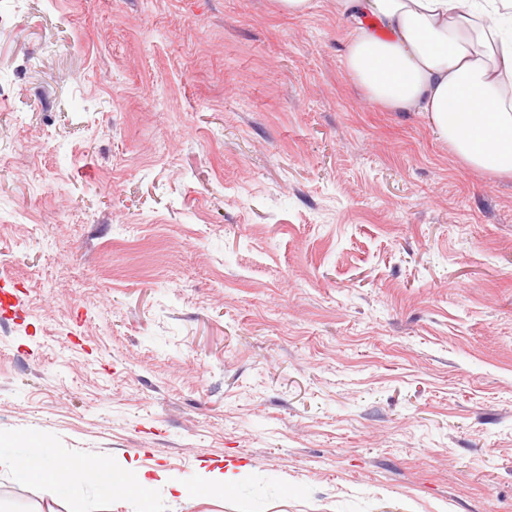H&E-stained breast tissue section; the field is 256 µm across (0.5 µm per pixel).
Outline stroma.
I'll return each instance as SVG.
<instances>
[{"label":"stroma","mask_w":512,"mask_h":512,"mask_svg":"<svg viewBox=\"0 0 512 512\" xmlns=\"http://www.w3.org/2000/svg\"><path fill=\"white\" fill-rule=\"evenodd\" d=\"M336 0H0V434L224 492L512 512V179L350 77Z\"/></svg>","instance_id":"obj_1"}]
</instances>
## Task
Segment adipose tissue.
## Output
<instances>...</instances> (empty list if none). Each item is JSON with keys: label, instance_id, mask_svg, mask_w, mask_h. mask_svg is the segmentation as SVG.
Segmentation results:
<instances>
[{"label": "adipose tissue", "instance_id": "adipose-tissue-1", "mask_svg": "<svg viewBox=\"0 0 512 512\" xmlns=\"http://www.w3.org/2000/svg\"><path fill=\"white\" fill-rule=\"evenodd\" d=\"M342 13L371 19L354 29L351 76L393 112H421L434 134L470 169L512 178V0H339ZM127 495L166 482L172 497L193 502L233 486L240 470H202L186 485L125 460L92 466ZM36 483L54 498L64 479L52 464L0 452V476Z\"/></svg>", "mask_w": 512, "mask_h": 512}]
</instances>
